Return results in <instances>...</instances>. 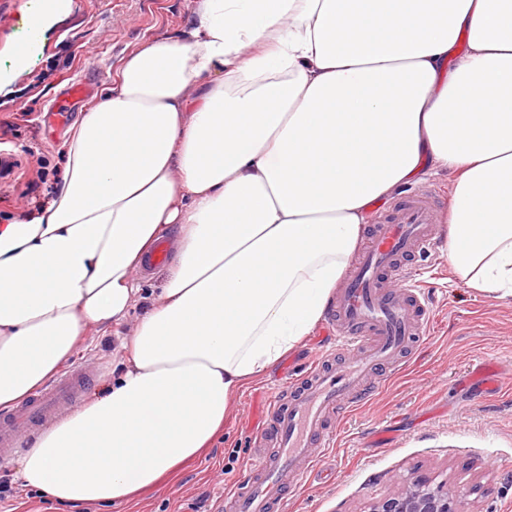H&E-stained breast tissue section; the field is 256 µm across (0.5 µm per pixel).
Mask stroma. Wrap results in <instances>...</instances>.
I'll return each mask as SVG.
<instances>
[{
  "instance_id": "1",
  "label": "stroma",
  "mask_w": 512,
  "mask_h": 512,
  "mask_svg": "<svg viewBox=\"0 0 512 512\" xmlns=\"http://www.w3.org/2000/svg\"><path fill=\"white\" fill-rule=\"evenodd\" d=\"M25 0H0V219L25 220L50 197L63 172L62 139H47L43 117L70 82L94 70L108 89L124 59L154 36L187 29L191 0H69L54 23L32 35ZM28 45L16 68L14 51ZM432 277L425 297L431 334L405 372L382 382L340 425L338 446L321 459L281 512H370L393 484L417 480L459 493L467 512H512V297L497 299L454 278L447 254L427 258ZM128 319L107 334L91 333L68 368L93 375L92 389L109 385L121 359ZM330 344L321 326L235 397L224 432L212 448L169 482L118 512H225L224 492L253 462L255 436L279 387ZM498 368L499 387L463 386L480 360ZM0 512H102L62 505L23 485L16 463Z\"/></svg>"
}]
</instances>
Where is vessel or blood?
I'll list each match as a JSON object with an SVG mask.
<instances>
[{
  "label": "vessel or blood",
  "instance_id": "1",
  "mask_svg": "<svg viewBox=\"0 0 512 512\" xmlns=\"http://www.w3.org/2000/svg\"><path fill=\"white\" fill-rule=\"evenodd\" d=\"M96 88L90 72L68 84L57 99L58 113L88 101ZM438 214L436 192L419 186L407 187L403 197L379 213L327 314L331 338L349 352V361L340 367L309 365L282 385L256 437L263 453L226 496L225 512H271L334 447L336 422L367 399L371 377L382 369H404L405 349L430 331L422 299L424 270L408 267L406 259L430 257L444 248ZM87 386V375L73 370L25 405L0 415V463L19 451L20 429L35 431L57 420L82 400Z\"/></svg>",
  "mask_w": 512,
  "mask_h": 512
}]
</instances>
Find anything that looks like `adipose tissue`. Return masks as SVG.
<instances>
[{
  "mask_svg": "<svg viewBox=\"0 0 512 512\" xmlns=\"http://www.w3.org/2000/svg\"><path fill=\"white\" fill-rule=\"evenodd\" d=\"M69 129L54 195L0 224V408L176 259L111 385L35 440L28 487L120 506L198 457L323 317L372 203L454 177V276L512 297V0H193Z\"/></svg>",
  "mask_w": 512,
  "mask_h": 512,
  "instance_id": "1",
  "label": "adipose tissue"
}]
</instances>
